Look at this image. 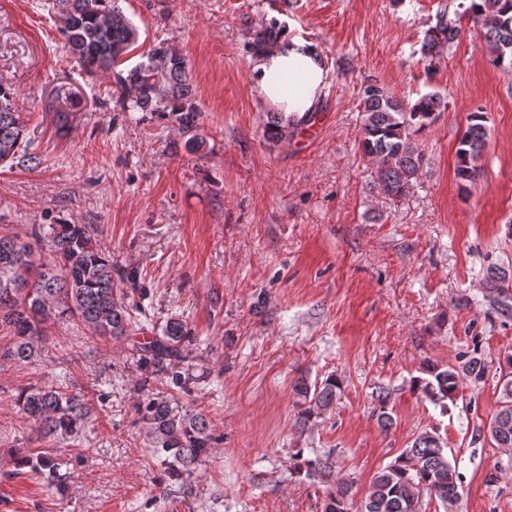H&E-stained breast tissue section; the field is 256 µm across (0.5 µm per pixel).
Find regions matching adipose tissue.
Segmentation results:
<instances>
[{
	"label": "adipose tissue",
	"instance_id": "adipose-tissue-1",
	"mask_svg": "<svg viewBox=\"0 0 512 512\" xmlns=\"http://www.w3.org/2000/svg\"><path fill=\"white\" fill-rule=\"evenodd\" d=\"M252 72L265 102L286 119L313 111L327 77L316 46L294 38L259 55Z\"/></svg>",
	"mask_w": 512,
	"mask_h": 512
}]
</instances>
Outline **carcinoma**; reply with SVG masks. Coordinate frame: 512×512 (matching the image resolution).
<instances>
[{"mask_svg":"<svg viewBox=\"0 0 512 512\" xmlns=\"http://www.w3.org/2000/svg\"><path fill=\"white\" fill-rule=\"evenodd\" d=\"M64 36L66 52L82 61L88 72L111 71L123 64L139 38L138 29L115 5L114 0H53ZM466 15L485 29L492 43L493 64L512 69V0H470ZM456 22L442 17L425 35L422 52L434 56L445 42L457 37ZM283 33L276 27L257 31L249 43L256 55L280 43ZM117 103L127 112L166 114L189 131L196 127L197 105L186 58L174 46L161 42L147 59L127 71L115 74ZM15 90L0 83V164L27 167L37 157L26 151L25 123L14 106ZM363 123L359 147L378 162L375 183L388 199L409 195L417 181L424 157L410 141L411 135L429 125L440 111L441 98L430 92L410 106L401 104L384 87L369 84L361 90ZM489 130L484 116H470L456 150L455 176L468 185L479 176L476 161L486 145ZM31 237L38 250L18 237L0 236V328L13 336L3 356L16 362L31 360L35 344L44 335L50 319H72L98 339L124 338L132 327L131 306L116 295L112 282V256L97 239L89 224H41ZM490 306L500 316L512 318V269L492 265L486 271ZM192 341L191 331L178 318H170L136 349L145 366H174L171 382L182 393L192 394L198 381L183 356V346ZM489 361L478 348L461 353L456 362L421 365L412 378V389L441 408L455 402L464 382L477 386L489 372ZM500 400L488 423V434L499 448H512V353L497 357ZM149 380L141 382L142 399L137 413L150 430L153 447L165 454L168 474L190 483L197 467L212 449L215 437L205 415L173 410L169 403L148 392ZM343 383L334 374L311 385L300 379L294 386L300 411L295 424L306 427L329 411L342 392ZM26 421L45 438H72L79 434L91 410L84 397L64 387H30L16 398ZM377 421L387 430L394 422L389 396L378 394ZM31 471L47 484L60 486L61 455L42 451L26 460ZM296 467L307 476L332 486L324 512H418L419 502L429 495L448 507L460 496L463 476L448 460L440 437L424 432L374 477L369 494L358 505L350 497L351 486L335 475L330 456L306 457L296 453Z\"/></svg>","mask_w":512,"mask_h":512,"instance_id":"carcinoma-1","label":"carcinoma"}]
</instances>
